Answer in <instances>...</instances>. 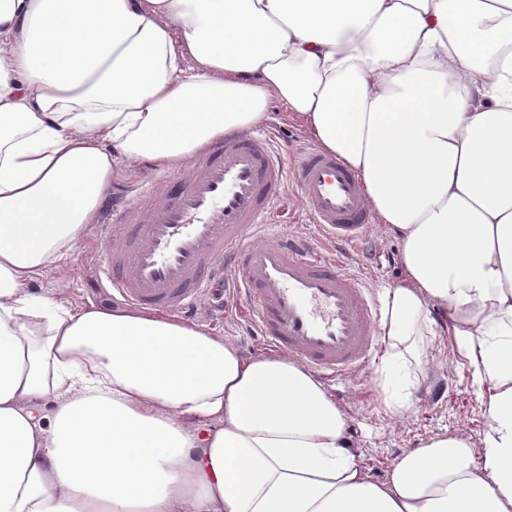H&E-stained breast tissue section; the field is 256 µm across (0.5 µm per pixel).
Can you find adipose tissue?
I'll return each mask as SVG.
<instances>
[{"mask_svg":"<svg viewBox=\"0 0 512 512\" xmlns=\"http://www.w3.org/2000/svg\"><path fill=\"white\" fill-rule=\"evenodd\" d=\"M273 99L398 237L388 412L442 309L482 447L436 435L376 480L288 357L31 294L121 165H187ZM0 512H512V0H0Z\"/></svg>","mask_w":512,"mask_h":512,"instance_id":"ef3b65f1","label":"adipose tissue"}]
</instances>
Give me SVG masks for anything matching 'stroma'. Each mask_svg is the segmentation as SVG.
Segmentation results:
<instances>
[{"instance_id": "stroma-1", "label": "stroma", "mask_w": 512, "mask_h": 512, "mask_svg": "<svg viewBox=\"0 0 512 512\" xmlns=\"http://www.w3.org/2000/svg\"><path fill=\"white\" fill-rule=\"evenodd\" d=\"M283 105H268L265 123L277 137L286 157L312 140L301 126L283 119ZM102 243L96 227H88L77 247L69 254L64 272L47 271L30 287L37 296L65 295L71 302L109 309L119 298L97 276ZM347 261L373 291L396 284L403 276L399 243L386 226L374 225L369 242L347 250ZM185 321L223 335L242 355L269 353L263 336L237 314L232 300L204 304L186 313ZM426 380L413 399L412 407L401 415H391L383 405L382 392L375 382V364L362 368L351 380L330 387L329 394L348 418L350 451L374 478H384L389 467L409 450L437 434L464 433L481 441L485 433L482 399L472 380V370L454 349L448 337H437L427 349Z\"/></svg>"}]
</instances>
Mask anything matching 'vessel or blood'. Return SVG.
I'll return each instance as SVG.
<instances>
[{"label": "vessel or blood", "instance_id": "b4317fda", "mask_svg": "<svg viewBox=\"0 0 512 512\" xmlns=\"http://www.w3.org/2000/svg\"><path fill=\"white\" fill-rule=\"evenodd\" d=\"M290 181L327 247L272 224ZM370 229L354 171L311 146L284 162L274 135L256 129L214 142L162 190L114 202L98 229V274L124 302L162 314L232 288L271 347L340 382L380 349L373 292L341 255Z\"/></svg>", "mask_w": 512, "mask_h": 512}]
</instances>
